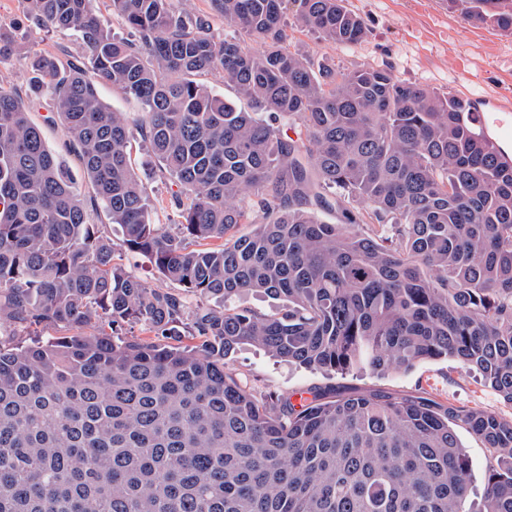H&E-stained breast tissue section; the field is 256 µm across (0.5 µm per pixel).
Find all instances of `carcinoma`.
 Here are the masks:
<instances>
[{"instance_id":"carcinoma-1","label":"carcinoma","mask_w":512,"mask_h":512,"mask_svg":"<svg viewBox=\"0 0 512 512\" xmlns=\"http://www.w3.org/2000/svg\"><path fill=\"white\" fill-rule=\"evenodd\" d=\"M290 1L333 44L366 35L345 0H211L231 38L171 0H109L129 39L95 0H25L76 35L72 59L0 29V62L51 96L121 231L89 223L68 163L0 90V512H512V419L384 388L295 405L226 371L244 344L334 374L450 358L512 404V163L469 100L290 51ZM448 8L512 32V0ZM218 70L234 98L203 82ZM100 82L139 117L104 105ZM136 137L177 187L173 231L130 170ZM249 292L283 309L227 306ZM43 324L78 333L43 340ZM460 428L488 452L473 505ZM123 262L131 268L137 276L147 281L152 287L160 290L174 288L175 285L163 279L152 264L143 256L131 252L124 253Z\"/></svg>"}]
</instances>
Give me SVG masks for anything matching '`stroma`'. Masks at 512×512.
<instances>
[{"mask_svg": "<svg viewBox=\"0 0 512 512\" xmlns=\"http://www.w3.org/2000/svg\"><path fill=\"white\" fill-rule=\"evenodd\" d=\"M347 6L366 23L362 42L339 48L292 22L287 26L291 49L349 69L387 67L401 80L476 100L483 112L490 110L493 102L512 97V33L465 21L459 12L449 10L448 0H347ZM16 25L23 27L31 51L67 55L82 52L80 42L71 33L48 32L28 21L22 0H0V26ZM0 86L29 105L30 116L48 145L65 153L71 168H78L76 157L65 152L67 131L56 119L49 96L31 87L25 71L10 62L0 64ZM131 161L135 175L151 189L155 223H177L174 188L162 179L141 142H134ZM226 368L253 394L273 391L295 403L301 396L328 388L342 392L387 388L401 393L425 392L443 402L512 418V404L486 386L478 372L452 359L423 361L401 372L327 374L244 345L227 358Z\"/></svg>", "mask_w": 512, "mask_h": 512, "instance_id": "obj_1", "label": "stroma"}]
</instances>
